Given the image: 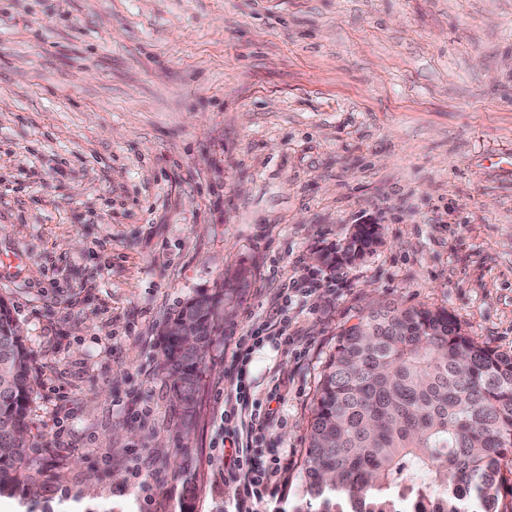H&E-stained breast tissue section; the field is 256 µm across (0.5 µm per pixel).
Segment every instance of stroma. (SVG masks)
I'll return each mask as SVG.
<instances>
[{
  "label": "stroma",
  "instance_id": "1",
  "mask_svg": "<svg viewBox=\"0 0 512 512\" xmlns=\"http://www.w3.org/2000/svg\"><path fill=\"white\" fill-rule=\"evenodd\" d=\"M358 224L363 259L314 263ZM239 270L184 411L161 332ZM313 274L288 309L307 356L247 366L284 397L266 512L300 501L322 367L370 307L512 354V0H0V296L34 355L41 512H231L230 345Z\"/></svg>",
  "mask_w": 512,
  "mask_h": 512
}]
</instances>
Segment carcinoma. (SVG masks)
I'll list each match as a JSON object with an SVG mask.
<instances>
[{
  "label": "carcinoma",
  "instance_id": "cac0c4a2",
  "mask_svg": "<svg viewBox=\"0 0 512 512\" xmlns=\"http://www.w3.org/2000/svg\"><path fill=\"white\" fill-rule=\"evenodd\" d=\"M378 240L362 224L329 267ZM224 293H200L177 313L190 349L164 334L162 367L175 397L194 400ZM34 358L0 298V498L37 503L28 409ZM512 454V354L479 344L444 310L379 305L339 334L316 391L304 463L318 512H512L498 504L500 463Z\"/></svg>",
  "mask_w": 512,
  "mask_h": 512
}]
</instances>
